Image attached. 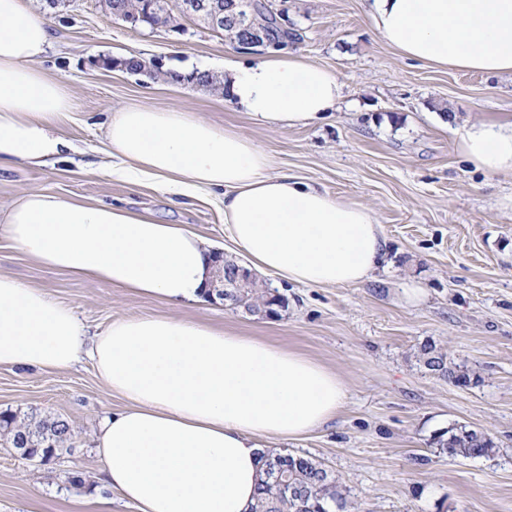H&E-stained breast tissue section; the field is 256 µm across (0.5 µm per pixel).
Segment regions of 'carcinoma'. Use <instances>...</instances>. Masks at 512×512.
<instances>
[{
    "instance_id": "obj_1",
    "label": "carcinoma",
    "mask_w": 512,
    "mask_h": 512,
    "mask_svg": "<svg viewBox=\"0 0 512 512\" xmlns=\"http://www.w3.org/2000/svg\"><path fill=\"white\" fill-rule=\"evenodd\" d=\"M106 9L119 18L132 12L149 11L142 26L151 29L167 27L177 22L168 4L156 8L154 0H106ZM253 18L265 30L270 45L283 48L302 40L298 31L283 29L279 15L266 0H255ZM173 82L188 80L203 87L221 90L224 84L215 75L203 71L189 77L176 72L165 73ZM239 306L251 315L262 316L274 305L285 306L286 300L279 294L259 284L256 279L246 278L236 289ZM418 361L430 373L445 378L457 386H467L470 376L448 367L445 355L433 344L426 343L420 349ZM12 448H24L28 455L42 462L50 460L63 449H70L73 437L69 422L54 414H31L23 417L12 412L0 413V438ZM436 444L448 455L461 459L491 456L497 445L486 432L453 427L435 437ZM319 462L303 454L273 452L266 464L265 479L255 512H351L354 508L347 490L329 470L317 469Z\"/></svg>"
}]
</instances>
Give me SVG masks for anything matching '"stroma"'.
<instances>
[{
	"instance_id": "35a3bbf8",
	"label": "stroma",
	"mask_w": 512,
	"mask_h": 512,
	"mask_svg": "<svg viewBox=\"0 0 512 512\" xmlns=\"http://www.w3.org/2000/svg\"><path fill=\"white\" fill-rule=\"evenodd\" d=\"M269 2L301 33L295 51L337 70L344 83L336 110L306 126L261 123L221 92L167 82L168 71L219 76L225 61L248 59L193 17H180L177 33L131 27L98 0H68L52 13L42 0H26L51 31L34 65L70 93L72 115L59 130L73 149L64 162L0 169V215L33 190L89 204L118 201L160 223L186 225L246 264L213 196L177 198L149 181L104 175L113 163L106 122L143 104L235 129L273 158L275 170L367 208L387 240L385 267L355 286H280L263 277L288 300L275 318L220 300L171 305L75 279L37 265L1 237L0 273L70 304L93 332L117 319L169 314L266 339L336 372L347 392L336 420L277 448L322 462L358 512H512V210L502 205L512 179L476 172L457 147L463 125L512 115V76L401 59L375 31L364 0ZM113 57L140 59L147 69L109 68ZM411 284L423 290L415 304L403 294ZM427 342L469 371V386L419 365ZM124 406L86 362L57 374L0 368V412L52 413L73 429L71 450L45 463L22 459L0 441V512H74L76 500L97 496L98 425ZM455 425L490 434L495 454L463 460L443 453L435 437ZM74 475L82 485L71 484Z\"/></svg>"
}]
</instances>
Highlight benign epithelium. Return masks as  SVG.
I'll return each instance as SVG.
<instances>
[{
    "mask_svg": "<svg viewBox=\"0 0 512 512\" xmlns=\"http://www.w3.org/2000/svg\"><path fill=\"white\" fill-rule=\"evenodd\" d=\"M180 10L190 16H203L208 19L212 29L224 30L233 28L238 31V38L233 40L236 48L244 51L255 50L261 46L259 32L253 26V17L250 16L251 0H234L229 6H224L221 0H182ZM247 270L241 266L228 268L224 264L217 265L216 275L212 287L224 289L221 300L236 307L237 302L228 288L235 281L242 279Z\"/></svg>",
    "mask_w": 512,
    "mask_h": 512,
    "instance_id": "7a95c632",
    "label": "benign epithelium"
}]
</instances>
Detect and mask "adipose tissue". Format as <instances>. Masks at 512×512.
Returning a JSON list of instances; mask_svg holds the SVG:
<instances>
[{"label": "adipose tissue", "mask_w": 512, "mask_h": 512, "mask_svg": "<svg viewBox=\"0 0 512 512\" xmlns=\"http://www.w3.org/2000/svg\"><path fill=\"white\" fill-rule=\"evenodd\" d=\"M367 3L376 31L404 59L512 74V0ZM49 39L24 0H0V166L41 165L72 148L57 132L69 92L33 66ZM227 69L226 99L269 124H308L343 94L337 71L287 48ZM107 139L114 176L183 197L221 192L229 238L278 281L356 285L385 260L368 209L274 171L239 131L131 106L110 116ZM458 148L476 170L512 178V119L465 125ZM0 233L44 267L170 304L200 301L212 279L200 236L118 205L31 191L0 218ZM84 359L126 402L102 422L95 450L104 484L139 512H253L268 440L326 425L346 396L336 372L265 339L172 315L118 319L92 333L72 306L0 274V367L56 373Z\"/></svg>", "instance_id": "ef3b65f1"}]
</instances>
